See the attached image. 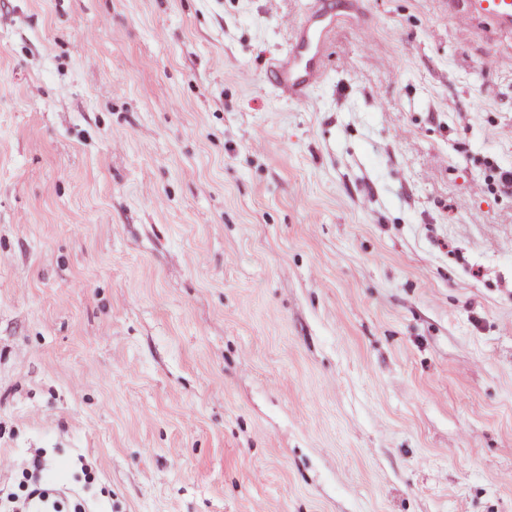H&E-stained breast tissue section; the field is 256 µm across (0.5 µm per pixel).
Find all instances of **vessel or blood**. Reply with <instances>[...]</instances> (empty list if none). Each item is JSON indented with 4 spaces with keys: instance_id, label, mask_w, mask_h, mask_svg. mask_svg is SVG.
I'll list each match as a JSON object with an SVG mask.
<instances>
[{
    "instance_id": "b4317fda",
    "label": "vessel or blood",
    "mask_w": 512,
    "mask_h": 512,
    "mask_svg": "<svg viewBox=\"0 0 512 512\" xmlns=\"http://www.w3.org/2000/svg\"><path fill=\"white\" fill-rule=\"evenodd\" d=\"M462 13L499 30L512 29V0H457ZM337 21L333 15L311 11L294 25L295 40L276 57L273 87L292 99H303L321 82L324 59Z\"/></svg>"
}]
</instances>
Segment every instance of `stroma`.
Masks as SVG:
<instances>
[{"label": "stroma", "instance_id": "stroma-1", "mask_svg": "<svg viewBox=\"0 0 512 512\" xmlns=\"http://www.w3.org/2000/svg\"><path fill=\"white\" fill-rule=\"evenodd\" d=\"M308 3L0 0V457L99 512H512V30L369 0L294 101ZM340 19L319 11L306 12L298 19L294 42L273 64L271 83L276 90L289 99H304L321 82L326 50Z\"/></svg>", "mask_w": 512, "mask_h": 512}]
</instances>
